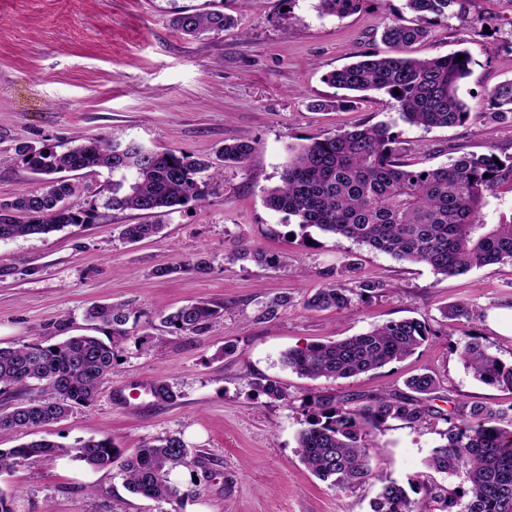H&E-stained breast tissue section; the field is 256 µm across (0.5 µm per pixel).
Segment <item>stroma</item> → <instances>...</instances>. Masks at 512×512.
<instances>
[{
	"label": "stroma",
	"instance_id": "1",
	"mask_svg": "<svg viewBox=\"0 0 512 512\" xmlns=\"http://www.w3.org/2000/svg\"><path fill=\"white\" fill-rule=\"evenodd\" d=\"M316 0H0V198L37 188L16 145L64 150L97 135L134 140L149 149L192 158L214 156L225 141L246 137L256 151L224 169L205 203L162 217L163 231L131 243L125 225L137 211L107 204L112 174L104 168L77 174L68 204L92 215L47 235L0 241V347L62 342L91 333L85 317L94 304L133 308L128 336L97 397L67 418L41 428L39 437L71 446L108 439L122 454L169 434L181 436L206 460L204 471L174 473L195 493L180 512H372L382 482L408 484L425 474L445 423L413 428L391 421L377 433L372 477L338 489L315 477L297 453L296 435L313 396L400 390L416 373L439 382L437 407L447 398L512 404V393L475 379L455 348L482 336L491 353L512 363V336L496 332L488 316L512 307V263L450 277L421 264L400 262L343 237L303 231L269 210L263 191L279 180L288 146L358 124L396 120L411 162L447 163L466 152L512 157V122L486 118L489 93L512 80V0H466L463 14L432 26L415 55L459 50L472 57V74L459 88L472 115L462 125L424 130L396 119V103L382 93L349 110L318 112L311 105L332 96L325 76L350 63L355 52H386L381 24L405 14V0H365L344 19L320 15ZM219 10L237 20L218 35L190 39L170 23L174 10ZM259 247L278 266L231 263L233 240ZM206 259L205 272L189 263ZM355 279L379 282L356 313L305 310L303 301L345 261ZM176 266L171 277H155ZM289 297L272 320L258 319L263 301ZM204 300L221 306L201 336L166 327L164 316ZM466 301L483 316L473 323L443 320L445 306ZM415 318L436 335L406 359L337 381L298 376L281 363L291 348L339 340L392 320ZM234 345L225 355V345ZM178 398L155 403L146 393L156 379ZM279 381L284 400L260 393L257 382ZM124 392L127 404L115 399ZM0 490L14 494L15 512H162L155 501L131 494L118 468L94 470L74 456L45 466L0 474Z\"/></svg>",
	"mask_w": 512,
	"mask_h": 512
}]
</instances>
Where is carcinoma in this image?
I'll return each mask as SVG.
<instances>
[{
	"label": "carcinoma",
	"instance_id": "carcinoma-1",
	"mask_svg": "<svg viewBox=\"0 0 512 512\" xmlns=\"http://www.w3.org/2000/svg\"><path fill=\"white\" fill-rule=\"evenodd\" d=\"M363 0H318L324 15L340 19L361 10ZM412 19L383 22L382 40L391 53L355 54L358 61L326 75L332 88L353 92H383L397 103L399 118L426 130L465 123L470 109L459 97V84L472 74V57L466 51L445 56L412 57V47L424 41L429 27L448 19V11L463 12V0H406ZM181 34L200 37L219 34L235 25L222 12L181 10L172 18ZM494 121L512 120V81L495 87L489 95ZM351 98L333 94L318 101L319 110H337ZM402 140L389 123L361 125L351 130L323 134L288 147L279 182L265 191L264 203L293 218L303 229L316 228L358 245L385 253L399 261L423 264L445 277L473 268H491L512 261V214L495 224L483 219V210L499 184L512 176V161L496 164L495 154L464 153L432 168H416L401 158ZM256 151V142H224L218 162L190 159L174 151L158 152L129 141L114 142L85 137L58 152L23 144L16 148L27 169L39 176V187L11 199H0V240L46 235L71 224H87L90 214L75 211L66 200L76 191L67 174L106 168L132 175L112 181L110 205L114 211H139L149 221L126 224L122 235L138 242L159 234L157 219L190 202L201 204L208 195L207 181L223 176L224 165L242 163ZM225 258L271 265L275 258L253 246L235 243ZM356 272L348 261L336 270V280L318 289L304 304L309 310L354 312L355 291L344 277ZM288 306V296L275 295L263 302L258 319L271 320ZM220 310L206 301L178 308L164 323L179 332L201 336ZM133 310L122 305H92L86 316L95 330L112 336L128 335L125 325ZM450 322L471 323L482 311L467 302L447 306ZM432 329L418 320L390 321L371 330L327 343L290 349L282 356L289 369L308 378L347 379L401 361L415 353ZM117 344L94 335L71 336L44 346L24 343L0 348V386L35 394L0 412V435L34 432L68 417L72 409L89 404L112 371ZM465 367L482 383L512 392V365L489 352L480 336H472L459 349ZM259 391L273 400H285L287 389L267 379ZM407 391L368 395H318L308 403L304 427L297 434L298 453L321 481L339 489L353 488L371 475L372 434L391 420L411 427L438 421L448 425L444 442L426 462L443 475L461 474L464 484L445 486L436 480H413L410 489L395 481L381 486L373 512H512V415L480 401L448 399V412L428 405L439 390L428 372L411 376ZM158 403L177 399L164 380L152 385ZM74 454L88 467L102 470L119 463L128 490L173 507L193 496L194 490L175 482L179 468H200L203 457L181 437L168 435L144 442L121 456L108 440L79 441L64 447L49 440H32L14 448H0V473L19 465H45ZM422 494L410 498L408 491Z\"/></svg>",
	"mask_w": 512,
	"mask_h": 512
}]
</instances>
